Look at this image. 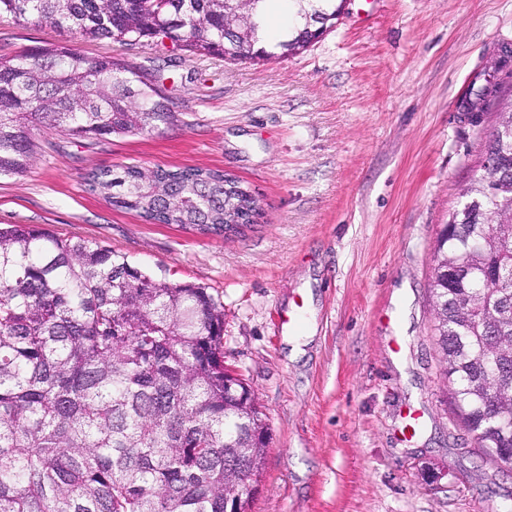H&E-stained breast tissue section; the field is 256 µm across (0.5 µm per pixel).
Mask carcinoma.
<instances>
[{
	"instance_id": "cac0c4a2",
	"label": "carcinoma",
	"mask_w": 512,
	"mask_h": 512,
	"mask_svg": "<svg viewBox=\"0 0 512 512\" xmlns=\"http://www.w3.org/2000/svg\"><path fill=\"white\" fill-rule=\"evenodd\" d=\"M250 40L224 0H0V19L81 39L168 34L187 51L267 59L263 3ZM299 26L275 44L312 43L338 0H294ZM498 83L463 111L495 104ZM175 119L155 79L64 43L0 56V176L36 160L35 132L70 139L143 134ZM493 159L438 234L431 294L436 344L458 416L491 461L512 464V103ZM88 190L153 224L237 231L251 191L219 170L95 169ZM476 274L454 287L445 264ZM496 288L483 286L485 275ZM268 427L244 379L224 370V309L203 286L155 278L85 239L0 224V512H247Z\"/></svg>"
}]
</instances>
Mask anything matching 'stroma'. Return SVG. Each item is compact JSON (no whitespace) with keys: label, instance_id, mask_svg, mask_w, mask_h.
<instances>
[{"label":"stroma","instance_id":"35a3bbf8","mask_svg":"<svg viewBox=\"0 0 512 512\" xmlns=\"http://www.w3.org/2000/svg\"><path fill=\"white\" fill-rule=\"evenodd\" d=\"M49 42L161 73L177 119L99 140L37 133L36 164L0 178V224L96 242L222 305L224 364L270 435L248 512L512 506V465L483 460L453 413L429 292L434 241L496 123L463 111L464 94L488 75L512 92V0H349L307 50L264 61L0 20V55ZM126 165L233 173L260 214L225 237L88 192L91 170ZM290 336L306 340L295 359Z\"/></svg>","mask_w":512,"mask_h":512}]
</instances>
